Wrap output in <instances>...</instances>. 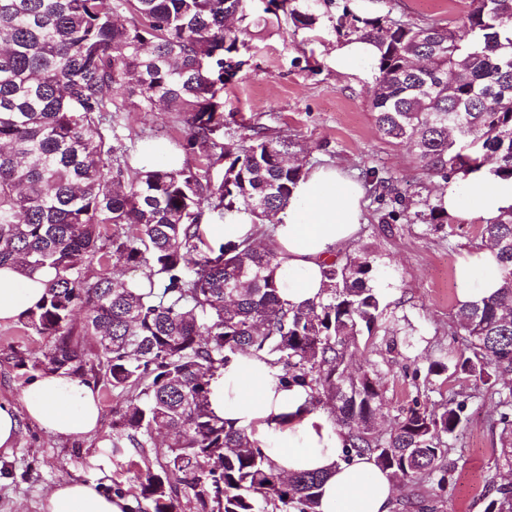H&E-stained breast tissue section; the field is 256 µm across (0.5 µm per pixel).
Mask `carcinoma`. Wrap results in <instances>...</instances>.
Wrapping results in <instances>:
<instances>
[{
  "mask_svg": "<svg viewBox=\"0 0 512 512\" xmlns=\"http://www.w3.org/2000/svg\"><path fill=\"white\" fill-rule=\"evenodd\" d=\"M324 0H288L297 28L319 19ZM243 0H0V267L19 263L54 276L42 301L18 318L50 339L31 367L65 371L112 388V458L127 460L150 512H317L322 477L278 472L248 433L224 424L207 402L211 379L238 355L264 359L281 382L310 391L315 408L347 430L343 450L372 457L394 481L444 491L446 439L465 404L438 413L418 405L382 433L383 392L375 370L339 389L358 336L379 327L373 261L347 255L323 269L324 296L303 309L280 301L276 255L249 240L211 245L206 213L245 212L263 221L289 202L304 175L284 162L288 143L263 126L233 147L223 127L224 76L235 71L239 29L224 15ZM351 34L381 56L371 105L383 136L407 143L441 181L488 166L512 178V0H471L462 42L439 23L361 17ZM179 107L183 149L196 164H129L115 133L137 105ZM224 163L221 181L210 170ZM391 209L383 224L444 227L438 205L406 199L391 177L365 172ZM497 250L501 287L460 305L455 332L467 351L454 372L479 381L494 403L500 457L512 467V208L480 224ZM142 270L123 279L111 260ZM99 338L85 352L72 326ZM154 451L157 466L134 456ZM483 512H512V485L489 475Z\"/></svg>",
  "mask_w": 512,
  "mask_h": 512,
  "instance_id": "obj_1",
  "label": "carcinoma"
}]
</instances>
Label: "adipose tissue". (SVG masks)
Wrapping results in <instances>:
<instances>
[{"instance_id": "obj_1", "label": "adipose tissue", "mask_w": 512, "mask_h": 512, "mask_svg": "<svg viewBox=\"0 0 512 512\" xmlns=\"http://www.w3.org/2000/svg\"><path fill=\"white\" fill-rule=\"evenodd\" d=\"M380 57L370 41L350 38L332 50L330 61L340 73L356 65H376ZM449 216L496 219L512 208V178L480 168L451 178L438 192ZM363 189L332 166L307 169L290 203L275 217L273 247L280 298L285 307L300 308L323 295L322 269L353 242L362 218ZM48 269L0 268V323L13 322L42 299L51 278ZM458 301L481 302L501 284L493 247L478 248L457 269ZM210 409L227 426L243 429L265 449L276 468L289 475L320 472L318 512H392L394 485L372 458L343 461L346 432L321 409L313 408L307 388L285 386L264 359L235 357L211 381ZM23 405L28 418L52 434L69 438L96 431L101 407L97 390L60 372L37 376ZM129 500L104 493L78 479L58 483L46 495L44 512H131Z\"/></svg>"}]
</instances>
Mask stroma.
I'll return each mask as SVG.
<instances>
[{"mask_svg": "<svg viewBox=\"0 0 512 512\" xmlns=\"http://www.w3.org/2000/svg\"><path fill=\"white\" fill-rule=\"evenodd\" d=\"M470 0H333L309 29L295 28L288 15L259 23L260 0H246L247 29L238 55L244 65L224 86V141H237L262 125L292 141L291 156L303 166L330 165L358 179L362 169L387 170L398 188L411 199L436 200L439 185L421 169L408 145L389 141L377 129L371 107L376 72L356 66L340 74L329 56L341 34L336 23L344 10L368 17L408 19L418 24L448 23L465 35L461 19ZM183 115L164 108L144 112L129 107L117 133L128 159H135L140 142L169 147L184 141ZM363 223L353 249L374 261V283H388L383 294L386 309L382 326L362 336L354 365L381 374L384 429L416 405L439 411L464 403L467 419L449 457L453 479L447 491L433 486L417 490L406 482L395 489L393 512H403L402 501L423 492L432 512H483L480 495L489 470L499 472L501 483L512 482V472L496 468L500 455L497 432L490 417L493 404L474 383L448 375H431L430 361L462 349L455 335L453 314L458 304L457 266L466 254L482 246L479 220L452 219L449 229L426 224H381L385 207L372 192H365ZM48 343L27 335L18 322L0 323V400L22 406L36 373L27 362ZM102 423L92 434L59 438L20 418L22 441L9 454L0 453V512H42L46 494L57 483L79 478L105 492L122 487L133 497L132 512H145L132 474L113 462L106 447L112 438V393L100 389Z\"/></svg>", "mask_w": 512, "mask_h": 512, "instance_id": "stroma-1", "label": "stroma"}]
</instances>
